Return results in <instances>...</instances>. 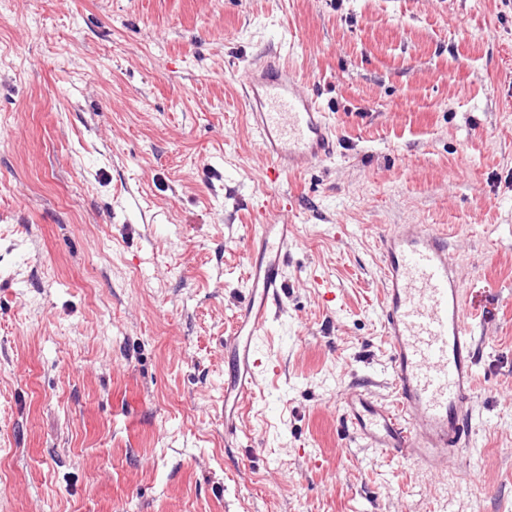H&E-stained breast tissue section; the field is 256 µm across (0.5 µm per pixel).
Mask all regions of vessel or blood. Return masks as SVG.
Here are the masks:
<instances>
[{
	"label": "vessel or blood",
	"mask_w": 512,
	"mask_h": 512,
	"mask_svg": "<svg viewBox=\"0 0 512 512\" xmlns=\"http://www.w3.org/2000/svg\"><path fill=\"white\" fill-rule=\"evenodd\" d=\"M245 105L271 178L297 174L336 152V131L294 71L277 61L244 76ZM291 224L259 225L248 255L247 295L224 341V430L236 434L240 406L276 367L257 338L277 314ZM381 311L391 346L395 404L348 389L346 423L369 448L404 454L428 472L455 467L471 478L473 427L468 402L476 379V338L463 305L458 265L447 234L398 224L382 235Z\"/></svg>",
	"instance_id": "b4317fda"
}]
</instances>
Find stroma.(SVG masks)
Masks as SVG:
<instances>
[{
	"label": "stroma",
	"instance_id": "stroma-1",
	"mask_svg": "<svg viewBox=\"0 0 512 512\" xmlns=\"http://www.w3.org/2000/svg\"><path fill=\"white\" fill-rule=\"evenodd\" d=\"M272 57L337 140L275 181L241 89ZM260 209L295 226L281 375L228 441ZM395 224L461 263L467 481L345 422L350 387L394 399ZM0 512H512V0H0Z\"/></svg>",
	"mask_w": 512,
	"mask_h": 512
}]
</instances>
